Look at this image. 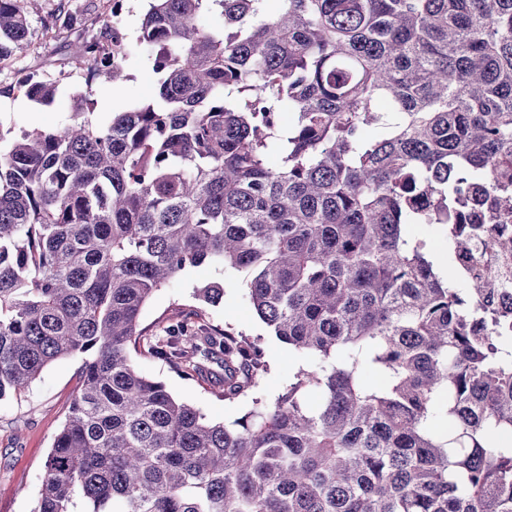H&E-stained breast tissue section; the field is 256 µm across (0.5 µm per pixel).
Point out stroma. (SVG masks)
Instances as JSON below:
<instances>
[{
	"label": "stroma",
	"instance_id": "obj_1",
	"mask_svg": "<svg viewBox=\"0 0 512 512\" xmlns=\"http://www.w3.org/2000/svg\"><path fill=\"white\" fill-rule=\"evenodd\" d=\"M113 0H38L29 20L32 36L23 52L0 60V133L13 137L20 130L59 127L69 122L76 107H83L96 123L151 101L159 80L149 53L137 43L149 0H123L120 14ZM71 14L78 27L119 29L128 46L124 67L129 75L121 86L104 82L90 65L80 62V47L71 31L55 22L58 13ZM55 84L53 100H31L22 84L26 77ZM245 272L212 266L193 268L173 284L157 290L145 304L140 327L145 338L162 335L164 327L181 315L200 312L205 323L260 338L268 361L262 388L268 397L283 392L289 380L307 362L273 336L252 308ZM220 280L224 297L211 305L198 291ZM143 374L163 381L178 399L198 408L212 422L229 423L242 416L249 399L225 402L214 383L180 376L162 361L150 357L143 343L130 350ZM81 356L48 364L20 394L0 399V512H32L41 488L52 440L62 426L76 393Z\"/></svg>",
	"mask_w": 512,
	"mask_h": 512
}]
</instances>
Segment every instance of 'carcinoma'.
<instances>
[{"label": "carcinoma", "mask_w": 512, "mask_h": 512, "mask_svg": "<svg viewBox=\"0 0 512 512\" xmlns=\"http://www.w3.org/2000/svg\"><path fill=\"white\" fill-rule=\"evenodd\" d=\"M269 2L151 0L154 102L0 149V399L82 356L33 512H512V318L407 232L476 253L472 203L512 220V0ZM31 4L0 0V59ZM79 37L125 79L112 33ZM202 265L245 271L311 359L267 400L257 342L195 312L165 328L153 357L251 396L230 424L129 358L151 294Z\"/></svg>", "instance_id": "obj_1"}]
</instances>
